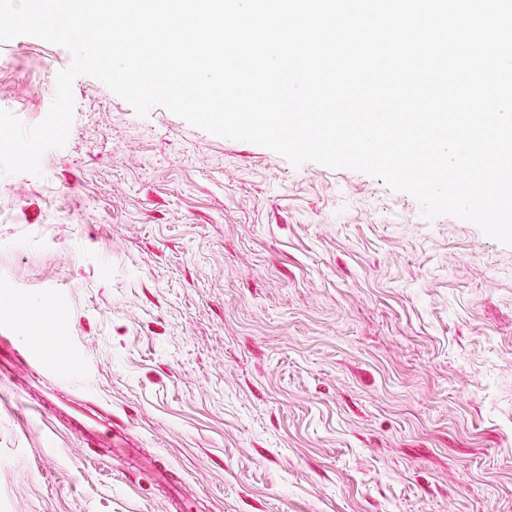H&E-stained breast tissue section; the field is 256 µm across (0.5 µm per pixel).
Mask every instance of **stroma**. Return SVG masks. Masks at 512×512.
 Masks as SVG:
<instances>
[{
	"mask_svg": "<svg viewBox=\"0 0 512 512\" xmlns=\"http://www.w3.org/2000/svg\"><path fill=\"white\" fill-rule=\"evenodd\" d=\"M70 63L0 42V108L39 123ZM73 95L40 175H0V512H512V247Z\"/></svg>",
	"mask_w": 512,
	"mask_h": 512,
	"instance_id": "obj_1",
	"label": "stroma"
}]
</instances>
